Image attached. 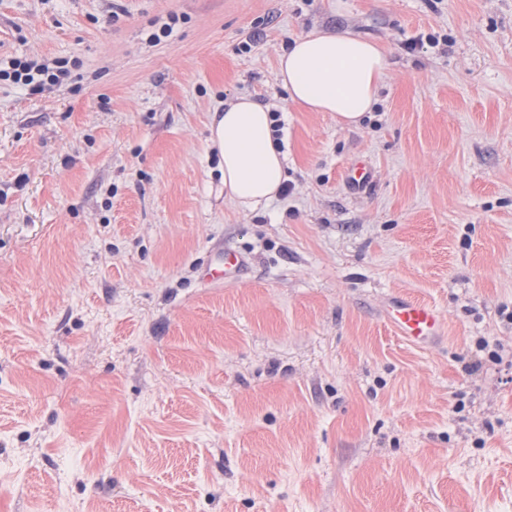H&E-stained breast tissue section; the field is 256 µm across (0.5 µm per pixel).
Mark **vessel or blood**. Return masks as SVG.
Returning <instances> with one entry per match:
<instances>
[{"instance_id":"b4317fda","label":"vessel or blood","mask_w":512,"mask_h":512,"mask_svg":"<svg viewBox=\"0 0 512 512\" xmlns=\"http://www.w3.org/2000/svg\"><path fill=\"white\" fill-rule=\"evenodd\" d=\"M353 188L360 189L372 181V168L367 159H356L345 172ZM245 267L243 256L234 250L217 248L211 254L202 271L203 279L210 282L223 281L240 276ZM386 318L394 332L415 346L425 348L443 336L446 326L444 316L432 304L392 295L385 304Z\"/></svg>"}]
</instances>
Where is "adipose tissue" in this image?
<instances>
[{
    "mask_svg": "<svg viewBox=\"0 0 512 512\" xmlns=\"http://www.w3.org/2000/svg\"><path fill=\"white\" fill-rule=\"evenodd\" d=\"M385 68L384 52L375 42L348 30L315 29L279 52L276 76L292 103L355 126L371 112ZM270 115L268 104L242 96L211 116L210 140L226 196L243 210L267 205L287 179Z\"/></svg>",
    "mask_w": 512,
    "mask_h": 512,
    "instance_id": "ef3b65f1",
    "label": "adipose tissue"
}]
</instances>
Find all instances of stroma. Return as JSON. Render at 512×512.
Returning a JSON list of instances; mask_svg holds the SVG:
<instances>
[{
    "instance_id": "obj_1",
    "label": "stroma",
    "mask_w": 512,
    "mask_h": 512,
    "mask_svg": "<svg viewBox=\"0 0 512 512\" xmlns=\"http://www.w3.org/2000/svg\"><path fill=\"white\" fill-rule=\"evenodd\" d=\"M345 3L0 0L1 64H73L0 81V512H512V0ZM313 29L386 50L359 127L278 84ZM240 96L285 122L255 211L208 141ZM68 61L54 60L50 66L47 63L38 64L34 60H11L9 69H0V79L10 80L15 84L29 85L34 81V73L41 76L40 85L61 88L71 77L67 67ZM347 181L353 188L361 189L372 181V168L365 158L356 159L345 172ZM244 257L235 250L219 247L211 254L202 271L206 281L217 282L239 277L244 271ZM385 312L394 332L417 347H428L444 335V316L427 302L391 295L386 299Z\"/></svg>"
}]
</instances>
